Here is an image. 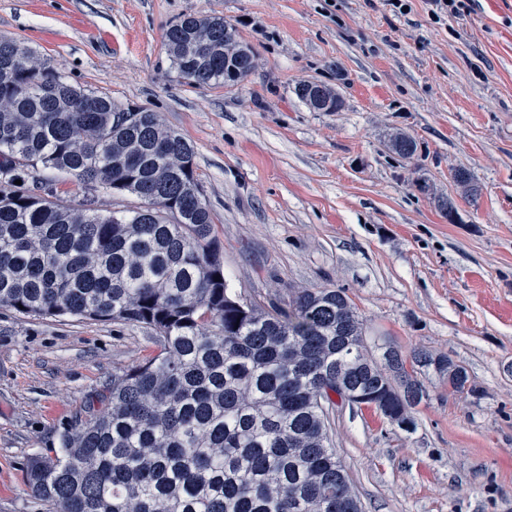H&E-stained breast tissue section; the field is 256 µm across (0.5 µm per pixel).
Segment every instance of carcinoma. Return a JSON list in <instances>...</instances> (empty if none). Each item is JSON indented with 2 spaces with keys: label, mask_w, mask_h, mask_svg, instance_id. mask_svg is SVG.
<instances>
[{
  "label": "carcinoma",
  "mask_w": 512,
  "mask_h": 512,
  "mask_svg": "<svg viewBox=\"0 0 512 512\" xmlns=\"http://www.w3.org/2000/svg\"><path fill=\"white\" fill-rule=\"evenodd\" d=\"M164 41L191 84L234 85L255 68L222 18L185 17ZM124 113L0 37V170L15 174L0 180V308L140 324L158 347L112 374L106 409L64 431L58 452L29 458L30 493L47 512H361L330 446L332 394L412 420L422 373L475 394L467 369L423 350L408 369L391 344L374 358L339 288H302L274 313L236 292L192 146L154 112L132 125ZM42 169L141 205H64Z\"/></svg>",
  "instance_id": "obj_1"
}]
</instances>
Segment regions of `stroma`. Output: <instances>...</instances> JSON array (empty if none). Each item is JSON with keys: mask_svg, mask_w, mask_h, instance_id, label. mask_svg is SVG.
Segmentation results:
<instances>
[{"mask_svg": "<svg viewBox=\"0 0 512 512\" xmlns=\"http://www.w3.org/2000/svg\"><path fill=\"white\" fill-rule=\"evenodd\" d=\"M0 0V37L69 82L145 108L195 151L232 288L266 307L339 288L368 344L463 365L476 393L434 371L415 428L337 403L336 453L363 512H512V0ZM221 17L256 54L230 87L172 68L163 31ZM313 82L342 105L318 112ZM403 133L416 152L390 144ZM466 170L477 195L456 183ZM66 204L136 206L48 174ZM158 351L150 329L0 308V512H46L25 464L103 410L113 373Z\"/></svg>", "mask_w": 512, "mask_h": 512, "instance_id": "35a3bbf8", "label": "stroma"}]
</instances>
